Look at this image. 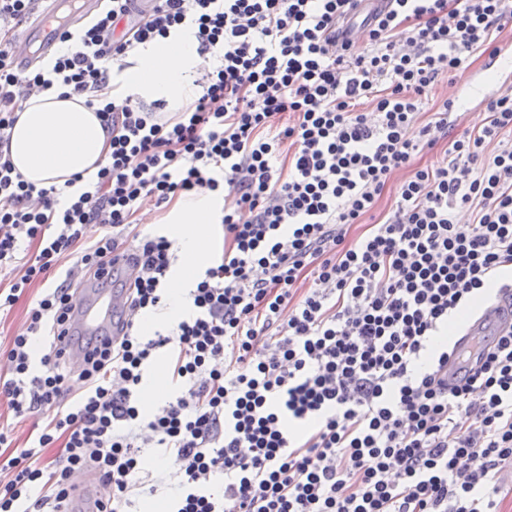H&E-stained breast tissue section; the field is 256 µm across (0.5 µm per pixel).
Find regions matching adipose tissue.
Masks as SVG:
<instances>
[{"label": "adipose tissue", "mask_w": 512, "mask_h": 512, "mask_svg": "<svg viewBox=\"0 0 512 512\" xmlns=\"http://www.w3.org/2000/svg\"><path fill=\"white\" fill-rule=\"evenodd\" d=\"M199 63L196 40L188 34L138 47L126 58L121 79L109 83L104 99L119 108L131 95L147 102L163 99L171 111H180L196 95L194 74ZM109 139L84 96L66 97L56 88L22 102L8 154L15 171L28 183L61 188L75 174H96L109 151ZM215 206L211 197L188 196L175 214L180 264L169 291L170 315L182 313L185 280L206 259Z\"/></svg>", "instance_id": "ef3b65f1"}]
</instances>
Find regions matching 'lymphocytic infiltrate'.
Masks as SVG:
<instances>
[{"label": "lymphocytic infiltrate", "mask_w": 512, "mask_h": 512, "mask_svg": "<svg viewBox=\"0 0 512 512\" xmlns=\"http://www.w3.org/2000/svg\"><path fill=\"white\" fill-rule=\"evenodd\" d=\"M39 2L0 0V146L31 93L94 105L138 46L189 32L220 63L170 118L161 100L99 108L108 159L66 202L0 155V313L43 289L0 374V512H64L86 469L104 512H126L154 490L146 448L179 466L172 512H499L512 332L452 388L448 325L512 281V90L472 129L450 100L421 105L474 53L498 55L507 0H392L364 47L336 43L350 0H105L23 69L15 32ZM192 192L223 198L224 251L193 276L189 316L147 336L137 320L167 299L174 242L132 226ZM129 241L132 319L72 367L58 349L72 295ZM165 347L174 389L146 414L137 394Z\"/></svg>", "instance_id": "lymphocytic-infiltrate-1"}]
</instances>
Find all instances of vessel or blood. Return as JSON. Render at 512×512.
<instances>
[{
    "instance_id": "obj_1",
    "label": "vessel or blood",
    "mask_w": 512,
    "mask_h": 512,
    "mask_svg": "<svg viewBox=\"0 0 512 512\" xmlns=\"http://www.w3.org/2000/svg\"><path fill=\"white\" fill-rule=\"evenodd\" d=\"M54 13H73V26H80L100 9L102 0H82L81 7H74L71 0H50ZM389 0H361L358 17L348 23L340 24L339 29L349 41H359L363 30L362 23L375 14L386 11ZM59 38V31L52 23L32 24L17 42L16 61L20 67L32 64L28 46L39 41L45 52H53ZM122 275L127 282H134L138 269L128 261L118 260L105 267L99 279L84 282L77 288L73 298L69 331L62 348L67 360L74 366H81L84 360L112 344L123 334L121 313L126 308L127 293L123 290L109 289L113 276ZM512 331V302L499 298L487 304L473 322L463 328L454 337L448 351V382L462 383L469 374L468 365L459 360L461 353L480 347L494 345L499 336ZM108 495V490L95 476L76 486L70 512H97V503Z\"/></svg>"
}]
</instances>
